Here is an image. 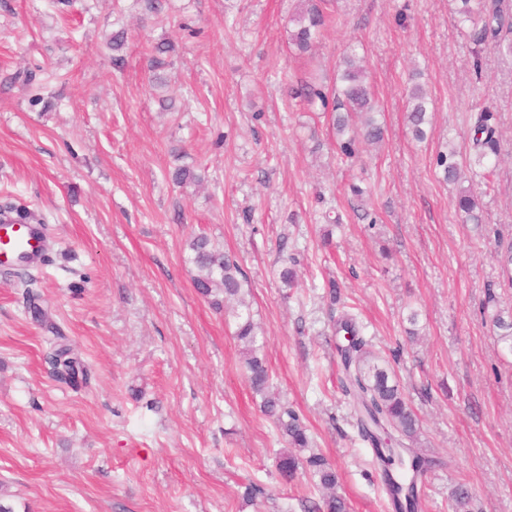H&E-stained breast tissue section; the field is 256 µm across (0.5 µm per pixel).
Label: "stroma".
Returning a JSON list of instances; mask_svg holds the SVG:
<instances>
[{
  "mask_svg": "<svg viewBox=\"0 0 512 512\" xmlns=\"http://www.w3.org/2000/svg\"><path fill=\"white\" fill-rule=\"evenodd\" d=\"M296 5L166 0L155 19L143 0H0V204L27 205L49 241L41 266L0 269V504L13 512H304L320 499L310 478L279 476L288 442L260 412L223 312L193 285L200 233L246 273L273 386L336 469L348 512L393 510L338 382L331 318L345 310L389 359L436 462L418 512H449L459 483L475 512H512V352L492 323L512 307L498 246L512 239V56L475 48L452 0H336L335 23L295 57ZM163 40L175 50L159 84L149 58ZM353 49L386 132L350 160L328 116L290 90L334 83ZM414 82L431 108L421 141L406 125ZM484 108L499 139L488 178L471 163ZM451 148L468 161L456 184L438 164ZM182 166L199 182L176 185ZM463 188L480 223L457 208ZM60 347L88 385L55 379L47 354ZM249 484L263 490L250 502Z\"/></svg>",
  "mask_w": 512,
  "mask_h": 512,
  "instance_id": "obj_1",
  "label": "stroma"
}]
</instances>
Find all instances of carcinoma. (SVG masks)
<instances>
[{"instance_id": "obj_1", "label": "carcinoma", "mask_w": 512, "mask_h": 512, "mask_svg": "<svg viewBox=\"0 0 512 512\" xmlns=\"http://www.w3.org/2000/svg\"><path fill=\"white\" fill-rule=\"evenodd\" d=\"M454 2L457 4V23L459 27L467 29L475 44L482 45L493 39L498 42L499 48L512 56V39L501 40L503 30H512V22L506 21L501 0H490L488 3H476L474 0ZM329 5L330 0H299L289 19L287 40L290 52L302 56L312 50L332 22L331 15L326 12ZM173 51L174 45L169 41L163 40L153 46L152 68L158 70L165 67L164 56ZM340 82L341 87L332 90L306 83L292 89V95L304 99L310 106L319 103L323 110H331L332 129L339 139L340 149L344 155L353 157L356 155L357 142L378 144L384 139V129L376 119L373 92L354 50L344 60ZM408 98L411 103L407 109L408 126L412 135L421 139L428 123V98L418 84L409 89ZM490 120V111L482 110L473 127L472 138L474 164L488 175L493 173L489 161L498 152L496 129ZM438 163L444 167L448 181L458 179L455 150L440 154ZM457 208L467 220L474 223L479 221L477 198L471 190L459 192ZM190 249L191 262L198 270L194 288L204 296L223 293L224 301H214L217 306L223 302L236 303L232 312L235 319L232 337L240 347L245 378L253 393L260 398V411L274 421L289 443V447L283 449L278 457L277 466L281 476L290 482L300 474H308L316 479L317 486L326 491L319 502L309 506L308 512H347L345 499L336 491L338 477L335 468L320 454L303 455L310 447L307 427L272 389L263 355L266 332L251 317L246 300L250 293L246 275L231 255L216 249L205 235L195 236ZM493 323L500 330V340L504 346L512 351V308L496 311ZM335 330L346 334L345 343L337 345L342 372L340 384L350 399L358 434L373 450L394 510L417 512V481L435 464L434 460L413 448L417 440L418 418L388 361L368 349V343L354 318L343 316L336 321ZM54 365L60 379L69 384L87 380V374L80 363L70 357L67 348L57 350ZM472 503L473 493L466 485L457 484L451 489L448 507L452 512H472Z\"/></svg>"}]
</instances>
